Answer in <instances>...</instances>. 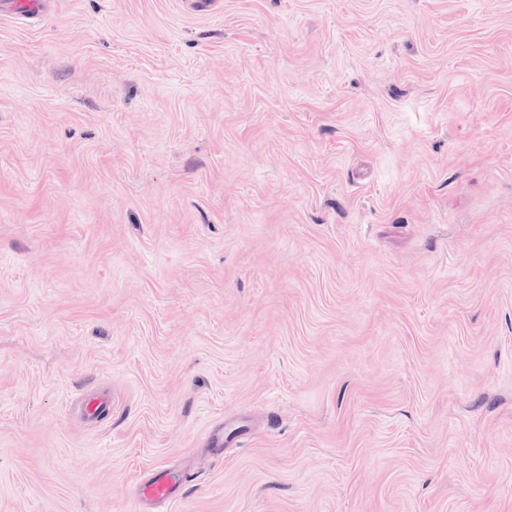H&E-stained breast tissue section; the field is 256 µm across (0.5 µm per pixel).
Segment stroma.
<instances>
[{
	"mask_svg": "<svg viewBox=\"0 0 512 512\" xmlns=\"http://www.w3.org/2000/svg\"><path fill=\"white\" fill-rule=\"evenodd\" d=\"M50 2L0 19V512H512V0ZM187 474L174 475L166 470L157 472L142 488V503L154 505L159 501L174 500Z\"/></svg>",
	"mask_w": 512,
	"mask_h": 512,
	"instance_id": "stroma-1",
	"label": "stroma"
}]
</instances>
